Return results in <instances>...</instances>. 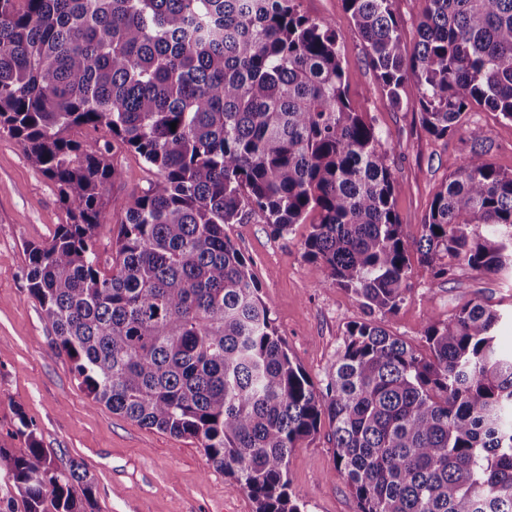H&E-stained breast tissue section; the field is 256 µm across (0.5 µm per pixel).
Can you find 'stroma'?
I'll return each mask as SVG.
<instances>
[{
    "label": "stroma",
    "mask_w": 512,
    "mask_h": 512,
    "mask_svg": "<svg viewBox=\"0 0 512 512\" xmlns=\"http://www.w3.org/2000/svg\"><path fill=\"white\" fill-rule=\"evenodd\" d=\"M298 5L303 14L336 27L347 99L354 111L373 118L397 183L398 220L407 237L417 236L435 194L460 163V135L429 134L414 94L404 95L400 107L388 104L340 0H298ZM469 122L493 140L490 161L512 172V122L477 106ZM112 162L121 176L98 230L104 247L132 196L157 178L156 170L134 152H116ZM64 221L53 182L28 161L18 140L0 134V446L24 450L15 422L25 414L57 466L75 460L87 469L95 485V512H253L248 493L214 469L194 441L141 427L93 402L79 387L71 362L55 350L54 333L25 279L26 244L50 240ZM307 230L298 224L279 236L254 215L225 225L224 234L251 262L290 356L320 387L348 326L363 319L364 312L350 293L324 287V267L304 256ZM471 300L501 311L495 342L500 352L512 355V281L464 266L438 282L426 269L415 268L404 302L384 326L422 352L427 316L446 320L450 311ZM329 432L328 425H321L290 455V491L302 512H356L351 490L337 470Z\"/></svg>",
    "instance_id": "stroma-1"
}]
</instances>
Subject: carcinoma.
Masks as SVG:
<instances>
[{"label":"carcinoma","instance_id":"1","mask_svg":"<svg viewBox=\"0 0 512 512\" xmlns=\"http://www.w3.org/2000/svg\"><path fill=\"white\" fill-rule=\"evenodd\" d=\"M295 0H0V133L57 187L66 223L26 246L29 294L92 401L194 439L255 512H301L288 463L328 422L357 512H512V356L500 313L429 315L427 354L381 320L414 265L512 276V172L468 125L512 121V0H424L408 54L392 0H341L389 103L415 94L438 137L466 133L415 254L372 120L351 109L331 22ZM176 129H171V123ZM103 130L109 140L75 137ZM120 145L156 169L100 253ZM314 215L304 256L366 318L317 389L291 358L251 264L224 225L259 215L287 234ZM0 447V499L23 512H94V482L60 468L19 415Z\"/></svg>","mask_w":512,"mask_h":512}]
</instances>
